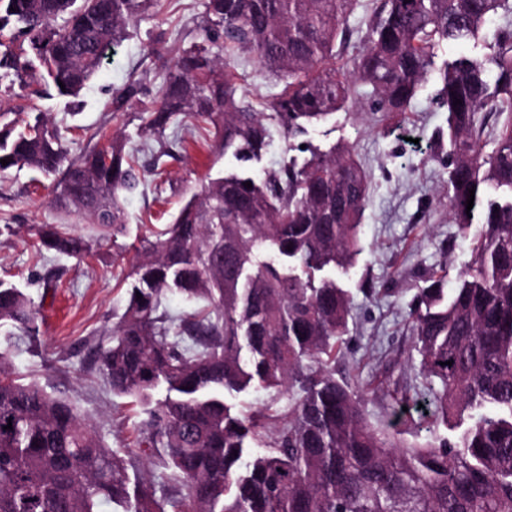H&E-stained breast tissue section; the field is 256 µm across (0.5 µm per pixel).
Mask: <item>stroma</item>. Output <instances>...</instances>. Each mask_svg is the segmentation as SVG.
Returning <instances> with one entry per match:
<instances>
[{
	"label": "stroma",
	"instance_id": "stroma-1",
	"mask_svg": "<svg viewBox=\"0 0 512 512\" xmlns=\"http://www.w3.org/2000/svg\"><path fill=\"white\" fill-rule=\"evenodd\" d=\"M203 13L204 0H162L159 12L129 27L78 98L51 91L33 102L69 140L70 157L94 145L95 135H127L142 182L122 198L126 229L116 242H104L97 254L82 259L36 254L34 233L41 225L61 224L82 236L95 234L96 227L81 214L54 206L52 179L25 169L0 173V278L24 288L41 316L34 341L0 328V349L7 350L18 376L73 402L106 444L123 453L134 451L143 415L112 395L90 371L88 349L109 340L124 304V278L134 263L138 238L148 228L162 226L164 215L175 214L181 205L180 196L171 194L158 203L160 185L172 182L189 191L207 174L237 167L231 156L205 142L181 145L184 130L178 119L167 131L174 154L155 165L156 150L139 136L133 119L135 112L152 106L153 91L162 81L159 63L148 51L150 43L164 35L163 53L174 59L180 49L199 41ZM500 24L495 17L478 39L440 43L437 62L460 54L489 55ZM233 66L254 109L264 110L281 81L246 54L237 55ZM133 81L150 87V95L114 110L113 97ZM438 89L437 77H430L410 112L389 119L370 111L365 98H356L348 108L309 125L304 136L322 151L352 146L369 179L363 251L347 272L336 276L353 299V319L336 375L363 390L366 413L375 425L391 422L396 399L406 398L414 418L407 438L421 443L446 437L447 431L429 429L420 408L428 391L419 373L408 310L425 278L439 272L455 281L473 260L468 239L448 220L447 171L432 157L439 137L448 131V113L436 103Z\"/></svg>",
	"mask_w": 512,
	"mask_h": 512
}]
</instances>
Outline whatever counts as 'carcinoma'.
I'll return each instance as SVG.
<instances>
[{"mask_svg":"<svg viewBox=\"0 0 512 512\" xmlns=\"http://www.w3.org/2000/svg\"><path fill=\"white\" fill-rule=\"evenodd\" d=\"M160 2L0 0V93L35 76L79 96ZM357 2L205 0L201 41L171 63L156 37L149 53L163 82L137 115L141 134L162 147L178 117L209 125L238 168L208 177L164 229L139 239L124 311L108 345L90 348L112 393L143 407L139 452L107 447L0 350V512H512V0H372L363 49L338 66ZM494 15L504 24L491 55L436 66L439 42L476 39ZM220 39L226 56L250 54L283 80L268 111L236 98V75L212 53ZM434 73L448 111V217L465 237L479 230L453 288L430 277L409 310L432 423L452 431L410 443L397 429L404 400L374 428L364 396L336 379L353 302L327 272L349 270L361 251L368 176L351 147L324 153L296 139L356 86L383 117L401 116ZM274 131L302 157L258 172ZM126 146L112 136L69 161L44 113H0V171L62 172L55 204L114 239L126 224L121 194L140 183ZM38 244L81 258L96 242L45 225ZM169 295L204 306L174 317L162 309ZM38 314L0 280V327L34 340ZM253 388L292 394L288 414L228 402Z\"/></svg>","mask_w":512,"mask_h":512,"instance_id":"cac0c4a2","label":"carcinoma"}]
</instances>
